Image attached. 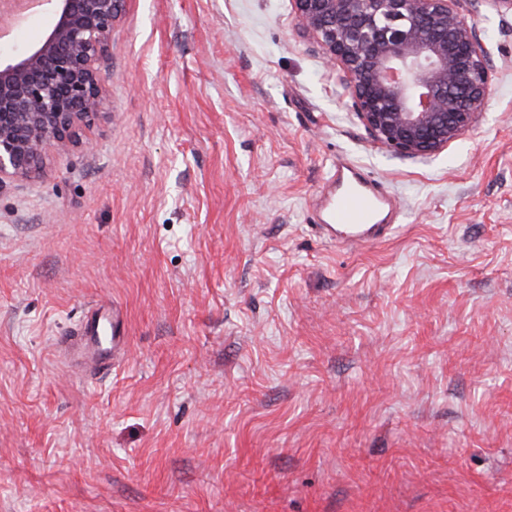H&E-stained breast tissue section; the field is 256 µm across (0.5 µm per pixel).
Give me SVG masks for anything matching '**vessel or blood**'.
<instances>
[{"mask_svg":"<svg viewBox=\"0 0 512 512\" xmlns=\"http://www.w3.org/2000/svg\"><path fill=\"white\" fill-rule=\"evenodd\" d=\"M396 208L395 198L376 179L358 167L341 163L317 197L318 230L332 238L337 229H346L345 242L350 246L378 243L391 232ZM127 343L123 308L97 304L86 314L72 349L84 363L97 365L116 360Z\"/></svg>","mask_w":512,"mask_h":512,"instance_id":"vessel-or-blood-1","label":"vessel or blood"}]
</instances>
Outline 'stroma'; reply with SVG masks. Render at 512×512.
Listing matches in <instances>:
<instances>
[{
    "instance_id": "35a3bbf8",
    "label": "stroma",
    "mask_w": 512,
    "mask_h": 512,
    "mask_svg": "<svg viewBox=\"0 0 512 512\" xmlns=\"http://www.w3.org/2000/svg\"><path fill=\"white\" fill-rule=\"evenodd\" d=\"M475 23L487 106L410 159L291 0H126L105 115L0 185V512H512V15ZM340 158L399 210L356 252L311 227ZM107 330L110 335L104 336ZM78 336L71 345L74 356L85 364L114 362L128 343L126 313L115 302L111 306L95 304L85 315Z\"/></svg>"
}]
</instances>
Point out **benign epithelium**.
Segmentation results:
<instances>
[{"instance_id":"7a95c632","label":"benign epithelium","mask_w":512,"mask_h":512,"mask_svg":"<svg viewBox=\"0 0 512 512\" xmlns=\"http://www.w3.org/2000/svg\"><path fill=\"white\" fill-rule=\"evenodd\" d=\"M461 0H293L342 96L374 142L436 156L471 129L490 94L489 54ZM36 46L0 61V185L39 174L102 113L105 58L125 0H44Z\"/></svg>"}]
</instances>
